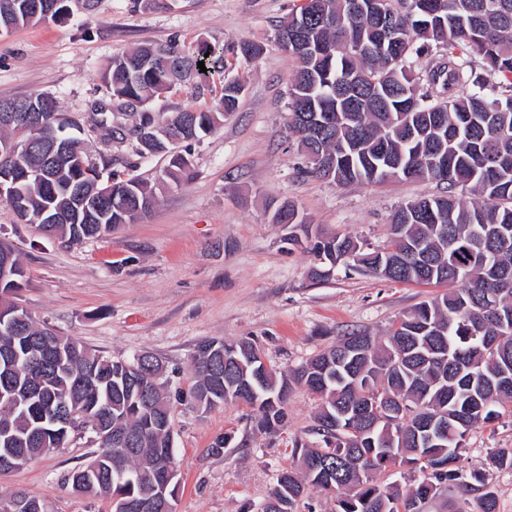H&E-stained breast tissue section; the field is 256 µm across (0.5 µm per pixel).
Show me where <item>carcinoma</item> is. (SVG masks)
I'll return each instance as SVG.
<instances>
[{"label": "carcinoma", "instance_id": "cac0c4a2", "mask_svg": "<svg viewBox=\"0 0 512 512\" xmlns=\"http://www.w3.org/2000/svg\"><path fill=\"white\" fill-rule=\"evenodd\" d=\"M55 0H0V27L17 29L55 19ZM367 0H304L281 25L278 38L298 59L289 79L288 129L308 159V173L323 177L314 153L328 154L346 184H376L402 164L410 177L434 181L445 193L398 206L389 224L386 247L371 250L351 236L317 240L313 253L323 271L331 258L349 271L371 272L394 282L455 283L457 287L402 314L383 339L351 332L292 372L264 370L246 352L247 339H209L193 359L192 399L203 407L243 403L256 412L260 430L275 433L293 386H303L320 403L309 429L313 440L295 442L297 466L281 473L288 495L276 482L261 512H296L311 488L333 484L336 512H399L410 499L422 506L446 486L459 485L479 512H499L498 496L486 473L459 467L468 433L495 421L512 406V0H382L389 25L380 26ZM437 54L435 64L417 72L413 59ZM216 51L203 47L194 56L174 46L142 45L113 58L100 73L109 93L96 112L112 102L138 116H153L154 144L137 142L140 154L169 158L168 184H179L190 168L163 133L181 124L191 143L213 132L234 112L243 86L226 79L220 106L198 111L155 112L153 101L189 75L206 77ZM480 59L483 73L472 60ZM40 106V141L9 149L16 127L0 126V170L25 166L22 185L28 221L42 228L45 212L68 214L55 234L70 244L109 235L121 223L145 215L157 203L156 191L137 177L112 176V195L101 200V221L86 222L70 212L69 187L91 188L101 175L88 161L82 141L72 137L68 157L45 163L59 132L56 99L32 97ZM357 149L330 157L336 144ZM443 216L429 224L427 209ZM484 268L474 279L467 271ZM23 267L0 281V319L16 314ZM24 331L0 335V349L14 358L0 363V421L11 423L13 448L0 441V457L14 453L11 469L55 448L75 432H64L43 418L64 399L101 429L97 450L68 475L72 489L103 496L127 512L156 495L163 472L175 467L173 404L156 380L159 362L148 363L132 386L126 361L104 356L84 343L41 327L26 315ZM445 422L443 437L416 442L420 420ZM423 476L403 488L387 484L395 463ZM21 498L30 512H50L48 502L24 489L0 500Z\"/></svg>", "mask_w": 512, "mask_h": 512}]
</instances>
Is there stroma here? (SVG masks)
I'll list each match as a JSON object with an SVG mask.
<instances>
[{"mask_svg": "<svg viewBox=\"0 0 512 512\" xmlns=\"http://www.w3.org/2000/svg\"><path fill=\"white\" fill-rule=\"evenodd\" d=\"M301 4L97 0L88 11L71 0L61 17L0 36V99L54 97L60 113L79 124L89 161L106 175L152 183L168 163L140 156L133 138L92 125V104L107 96L99 73L113 57L142 44L188 54L219 45L225 77L245 87L238 109L189 146L191 167L181 184L159 188L157 206L112 235L69 245L20 223L0 202V243L12 245L24 266L18 299L37 322L115 359L146 353L162 363L174 402L177 512H260L279 472L293 462L294 441L308 439L319 405L317 395L294 388L286 423L272 435L257 429L245 405L199 410L190 391L200 340H252L268 365L288 371L348 333L386 335L404 312L444 291L341 269L312 278L311 242L294 243L296 227L272 219L275 206L288 202L312 234L350 235L380 249L399 204L443 191L427 181L339 186L305 174L306 159L287 126L297 62L276 39ZM244 41L261 45V54L236 56L234 46ZM220 95V83L189 80L153 109H211ZM226 433L234 437L229 448L211 453V442ZM499 448H512L507 409L468 434L460 464L483 469L499 512H512V470L490 462ZM93 450L88 436H78L30 466L0 474V492L26 489L53 512H110L108 499L79 495L66 480Z\"/></svg>", "mask_w": 512, "mask_h": 512, "instance_id": "obj_1", "label": "stroma"}]
</instances>
